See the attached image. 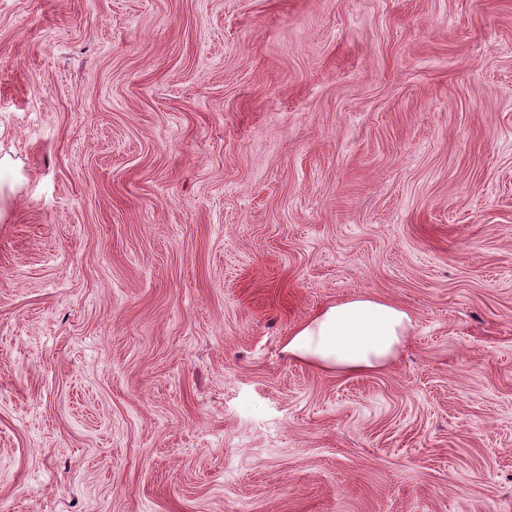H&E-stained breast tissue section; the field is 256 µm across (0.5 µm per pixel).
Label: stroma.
<instances>
[{"mask_svg": "<svg viewBox=\"0 0 512 512\" xmlns=\"http://www.w3.org/2000/svg\"><path fill=\"white\" fill-rule=\"evenodd\" d=\"M3 157L0 512H512V0H0ZM411 329L412 318L402 307L360 294L330 304L300 323L284 350L324 371L366 372L393 363Z\"/></svg>", "mask_w": 512, "mask_h": 512, "instance_id": "stroma-1", "label": "stroma"}]
</instances>
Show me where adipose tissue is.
Instances as JSON below:
<instances>
[{"instance_id":"obj_1","label":"adipose tissue","mask_w":512,"mask_h":512,"mask_svg":"<svg viewBox=\"0 0 512 512\" xmlns=\"http://www.w3.org/2000/svg\"><path fill=\"white\" fill-rule=\"evenodd\" d=\"M411 329L412 318L402 307L360 294L300 323L285 349L295 360L324 371L366 372L393 363Z\"/></svg>"}]
</instances>
